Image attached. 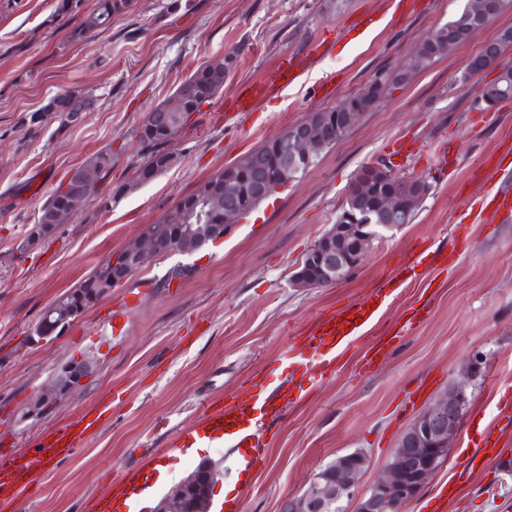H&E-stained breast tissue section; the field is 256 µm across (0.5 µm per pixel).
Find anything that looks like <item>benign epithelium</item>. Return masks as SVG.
Segmentation results:
<instances>
[{
    "instance_id": "1",
    "label": "benign epithelium",
    "mask_w": 512,
    "mask_h": 512,
    "mask_svg": "<svg viewBox=\"0 0 512 512\" xmlns=\"http://www.w3.org/2000/svg\"><path fill=\"white\" fill-rule=\"evenodd\" d=\"M465 18L466 22L483 28L494 16L488 10L486 0H477L474 7L466 12ZM481 55L486 57L489 67L501 71L506 69L495 42L486 43ZM368 100L369 96L365 95L344 104L338 112H325L320 122L305 118L288 125L287 133L276 135L278 161L287 164L288 170H295L299 160H309L317 154L327 126L333 123L353 127L357 113L366 111ZM177 105L178 98L174 97L162 111L150 109L152 124L167 133L170 141L176 137L173 112ZM391 168V162L381 160L366 165L356 175L352 190L372 196V208L359 212L343 208L336 223L307 252L293 273L292 287L320 288L339 283L361 264L374 240L383 232L407 224L410 204L406 197L389 188H381L383 181L395 179L396 173ZM232 175L230 171L224 176V205H218L207 195L183 200L180 211L184 214L185 223L174 225L171 238L162 243L153 235L140 231L111 260L112 275L100 283L99 289L110 293L112 285L128 280L154 256L171 252L186 253L181 244L185 237L204 231L209 237L224 238L238 216L245 212V198L240 196ZM69 178L75 187L69 209L53 213L46 224L36 225L16 243L17 251L32 250L41 243L40 233L52 232L57 225L66 223L77 205L96 185L97 175L92 166L81 165L71 170ZM48 309L54 318L39 323L32 336L34 342L47 341L63 334L85 311L80 299L67 306L55 301L48 305ZM91 370L92 362L83 357L62 365L55 372L46 396L33 402L23 419L38 420L51 412L82 384ZM470 403L468 382L451 385L402 434L391 459L365 491L359 489V481L365 471L363 458L357 454H346L315 473L304 493L288 500L286 512H329L333 503L353 498L356 499V512H401L402 507L416 498L438 472L446 448ZM219 476L220 471L215 464L203 463L193 476L177 484L166 495L156 512H207L210 491Z\"/></svg>"
}]
</instances>
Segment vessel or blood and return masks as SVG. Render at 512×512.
<instances>
[{
  "label": "vessel or blood",
  "mask_w": 512,
  "mask_h": 512,
  "mask_svg": "<svg viewBox=\"0 0 512 512\" xmlns=\"http://www.w3.org/2000/svg\"><path fill=\"white\" fill-rule=\"evenodd\" d=\"M312 64L311 55L289 56L280 62L273 85L282 89L293 85ZM384 299V294L377 291L362 304L347 306L337 314L321 316L306 339V348L297 349L288 360L289 366L316 376L326 373L335 364L338 352L372 318ZM252 419L250 406L246 403L208 407L202 419L192 426L189 435L193 446L199 448L212 447L228 438L233 447L253 449L250 463L257 468L264 463L266 450L256 432L241 429L242 423ZM98 421V416L93 415L81 423H68L50 431L40 439L38 451L31 458L0 450V494L18 484L30 485L43 464L73 454L82 447L86 432Z\"/></svg>",
  "instance_id": "vessel-or-blood-1"
}]
</instances>
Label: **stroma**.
Returning <instances> with one entry per match:
<instances>
[{"mask_svg":"<svg viewBox=\"0 0 512 512\" xmlns=\"http://www.w3.org/2000/svg\"><path fill=\"white\" fill-rule=\"evenodd\" d=\"M95 0L67 16L57 0H0V448L35 455L40 437L111 403L82 448L47 463L0 512H82L109 477L188 476L201 460L220 463L230 504L215 512H280L313 474L355 451L369 485L402 432L433 399L466 379L471 405L445 463L403 512H512V431L498 420L512 400V215L480 211L489 174L512 186V101L485 108L489 70L462 73L483 44L512 28V5L431 68L395 88L300 178L192 256L166 254L76 319L57 339L29 335L44 307L73 289L111 252L157 221L205 178L232 165L308 113L361 91L374 73L395 70L465 0H134L94 39L75 29ZM317 51L301 79L251 112L227 119L245 86L272 81L282 58ZM227 60L224 90L169 145L180 162L154 181L117 195L137 161L136 128L198 66ZM84 89L94 108L63 130L33 129L29 113L55 94ZM112 150V181L34 250L14 249L46 196L94 154ZM393 161L430 191L412 223L374 242L362 264L327 288L297 289L291 276L335 223L365 165ZM188 264L192 274L169 279ZM387 288L385 304L353 337L331 375L314 381L285 360L314 319ZM134 294L140 302L120 334L106 315ZM384 348L375 356L376 348ZM94 355L93 374L52 414L21 421L27 406L73 358ZM370 371H362L366 357ZM289 392L267 419L266 462L241 480L235 448L199 459L162 450L210 404L240 400L248 379Z\"/></svg>","mask_w":512,"mask_h":512,"instance_id":"1","label":"stroma"}]
</instances>
